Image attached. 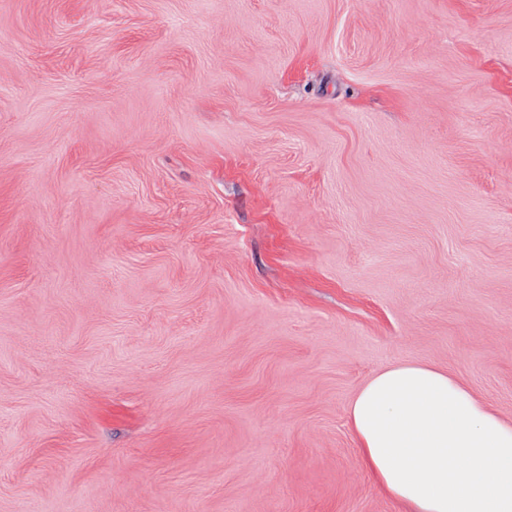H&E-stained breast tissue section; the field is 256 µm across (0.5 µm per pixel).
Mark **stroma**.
I'll return each mask as SVG.
<instances>
[{
	"mask_svg": "<svg viewBox=\"0 0 512 512\" xmlns=\"http://www.w3.org/2000/svg\"><path fill=\"white\" fill-rule=\"evenodd\" d=\"M401 362L512 421V0H0V512H401Z\"/></svg>",
	"mask_w": 512,
	"mask_h": 512,
	"instance_id": "obj_1",
	"label": "stroma"
}]
</instances>
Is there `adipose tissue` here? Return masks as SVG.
<instances>
[{"label": "adipose tissue", "mask_w": 512, "mask_h": 512, "mask_svg": "<svg viewBox=\"0 0 512 512\" xmlns=\"http://www.w3.org/2000/svg\"><path fill=\"white\" fill-rule=\"evenodd\" d=\"M348 418L367 471L404 512H512V422L447 371L392 365Z\"/></svg>", "instance_id": "adipose-tissue-1"}]
</instances>
